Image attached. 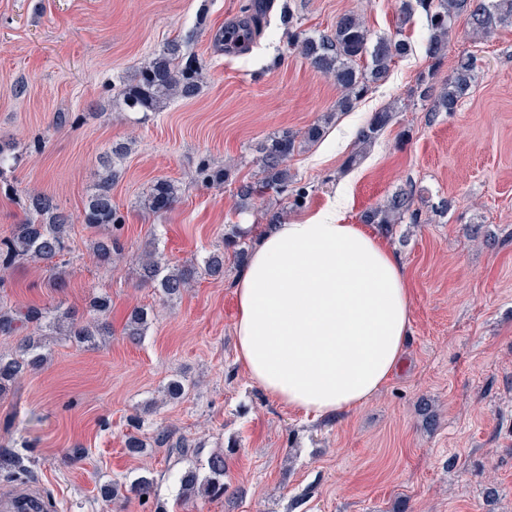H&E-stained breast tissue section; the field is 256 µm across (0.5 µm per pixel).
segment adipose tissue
Here are the masks:
<instances>
[{
	"label": "adipose tissue",
	"mask_w": 512,
	"mask_h": 512,
	"mask_svg": "<svg viewBox=\"0 0 512 512\" xmlns=\"http://www.w3.org/2000/svg\"><path fill=\"white\" fill-rule=\"evenodd\" d=\"M238 360L272 399L344 413L400 366L411 331L401 256L334 215L274 225L234 281Z\"/></svg>",
	"instance_id": "ef3b65f1"
}]
</instances>
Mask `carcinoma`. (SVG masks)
<instances>
[{
	"instance_id": "1",
	"label": "carcinoma",
	"mask_w": 512,
	"mask_h": 512,
	"mask_svg": "<svg viewBox=\"0 0 512 512\" xmlns=\"http://www.w3.org/2000/svg\"><path fill=\"white\" fill-rule=\"evenodd\" d=\"M420 6L426 13L428 34L425 52L431 64L417 77L420 96L427 97L437 80V66L448 54V49L457 40L459 32L456 21L464 17L475 34H487L493 24L512 18V0H403L401 16L395 32L371 38L360 15L344 13L337 17L335 25L317 35H306L293 30L294 14L283 17L288 28V45L310 62L321 74L331 78L340 91L336 100V111L346 112L364 97L368 91L383 82L391 63L411 49L409 41L403 38V30L411 20L413 5ZM247 13L243 28L250 37H255L267 24L266 14L244 8ZM369 57L367 64L360 65L362 57ZM475 62L466 57L458 60L448 79L444 80L441 91L435 96L429 117L439 112H453L467 95L475 78ZM202 72L194 59L184 50V41L173 39L152 59L140 67L133 77L119 87L115 102L130 112H156L174 99H192L200 91ZM393 118L392 112L384 109L374 113L365 125L357 130L356 149L346 165L356 164L367 147L380 136ZM297 134L286 132L260 142L255 152L262 177L257 181H240L236 196L243 206L254 204L267 191L285 193L292 191V205L301 208L306 203L310 190L307 186L292 188L294 175L288 167L290 157L296 148ZM128 153L125 144L112 148L110 156L101 162V171L83 208L84 223L89 226L120 225L112 203V184L118 174V166ZM226 168L214 169L204 163L196 170V179L205 185H221L229 179ZM179 188L167 179L158 180L144 200L145 208L154 213L168 210L178 199ZM25 220L13 227L11 235L0 239V283L5 275L21 262H32L53 270L58 260L68 250L71 217L60 208L53 197L42 192H28L23 200ZM409 219L418 224L420 209L414 207L413 193L398 192L384 203L363 212L361 222L378 224L386 229ZM119 239L105 237L94 246V256L101 265H110L114 257L122 254ZM232 252L234 259L241 263L249 254L248 232L238 224L224 228L223 247L204 256L198 263L170 266L156 253L153 243L145 245L139 261L140 283L151 285L166 299H173L194 286L202 278L224 277V252ZM111 301L107 296H96L90 302L91 316L79 321L69 311H43L37 307L28 309L19 316L7 307H0V333L11 336L20 326L34 324L45 326L52 331H61L79 346L94 347L102 336L112 335L107 321ZM148 328V312L135 307L130 312L124 331L133 341L145 336ZM45 335L30 334L20 340L18 349L12 355H0V396L14 391L22 377L44 367L48 356L45 352ZM173 432L167 428L157 429L146 440L137 434H130L125 448L130 455H140L148 446L173 448L180 455L189 451L184 440H172ZM212 478L202 482L194 470L184 472L180 477L182 497L194 500L200 496L215 497L224 494V484L216 478L224 476V454L215 453L208 462ZM31 461L25 450L11 445L0 448V478L8 481L29 480L32 477Z\"/></svg>"
}]
</instances>
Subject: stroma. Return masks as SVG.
Masks as SVG:
<instances>
[{"mask_svg":"<svg viewBox=\"0 0 512 512\" xmlns=\"http://www.w3.org/2000/svg\"><path fill=\"white\" fill-rule=\"evenodd\" d=\"M283 1L259 0L268 25L236 51L214 38L242 19L248 0H0V144L17 155L0 172V238L22 222L30 191L54 195L72 217L57 271L16 266L0 301L85 316L93 296L111 299V336L93 349L50 336L49 363L0 398V420L13 418L0 445H26L30 485L51 494L53 512H512V23L480 36L458 19L439 75L470 54L475 80L456 112L431 121V100L416 92L429 64L422 8L404 29L410 52L352 111L339 112L335 83L289 49ZM287 1L303 33L330 29L353 10L374 37L395 29L402 6ZM174 38L186 40L202 69L198 96L144 121L116 111V84ZM20 84L27 92L18 97ZM383 109L392 122L346 167L357 129ZM61 112L74 124L57 126ZM320 120L324 137L289 161L312 188L305 206L292 208L271 191L239 211V180L260 176L256 143ZM119 142L132 147L112 186L124 256L102 266L92 245L112 231L84 224L83 207L100 156ZM205 159L230 167L228 182L195 181ZM160 178L177 181L181 197L157 216L141 200ZM401 190L413 192L422 212L420 223L383 235L401 254L411 288L407 365L354 411L313 419L249 380L235 352L238 265L172 301L137 279L147 241L168 264L199 261L221 247L225 225H243L258 239L270 210L287 221L335 212L355 224ZM137 306L148 308L150 324L133 344L123 327ZM173 379L186 386L174 403L163 393ZM138 412L143 436L171 429L190 455L153 447L129 456L124 440ZM76 448L85 451L78 461ZM218 451L226 457L224 495L183 500L181 474L191 468L209 477ZM143 476L154 481L148 502L99 492Z\"/></svg>","mask_w":512,"mask_h":512,"instance_id":"35a3bbf8","label":"stroma"}]
</instances>
